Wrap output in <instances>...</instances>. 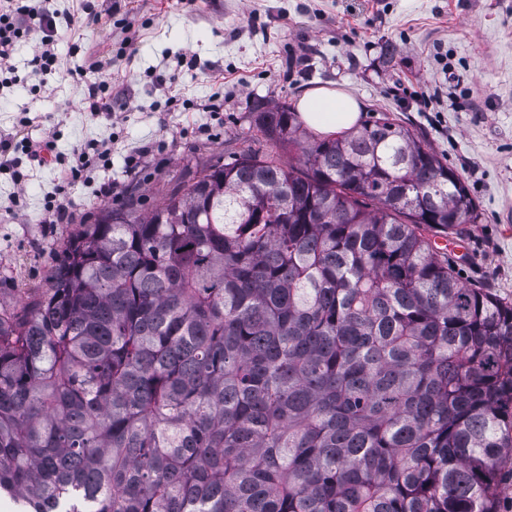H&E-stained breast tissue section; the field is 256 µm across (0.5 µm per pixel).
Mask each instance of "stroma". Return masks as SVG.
I'll return each instance as SVG.
<instances>
[{
  "instance_id": "stroma-1",
  "label": "stroma",
  "mask_w": 512,
  "mask_h": 512,
  "mask_svg": "<svg viewBox=\"0 0 512 512\" xmlns=\"http://www.w3.org/2000/svg\"><path fill=\"white\" fill-rule=\"evenodd\" d=\"M70 23L56 51L65 70L42 75L35 40L0 90V139L23 131L73 149L112 142V168L73 184L69 224L42 221L57 166L22 160L0 174V307L28 303L61 245L101 209L149 215L206 166L252 150L288 163L254 128L255 110L297 108L316 87L343 91L360 121L391 119L417 133L465 182L480 213L454 258L463 283L512 301V0H56ZM111 68L92 69L100 58ZM193 66H186V59ZM82 79H73L72 69ZM106 82L112 112L91 114L83 87ZM28 125H21V118ZM135 156L136 173L126 160ZM112 195L101 199V183ZM23 191L25 206L10 211Z\"/></svg>"
}]
</instances>
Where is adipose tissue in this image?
I'll return each mask as SVG.
<instances>
[{"label":"adipose tissue","instance_id":"obj_1","mask_svg":"<svg viewBox=\"0 0 512 512\" xmlns=\"http://www.w3.org/2000/svg\"><path fill=\"white\" fill-rule=\"evenodd\" d=\"M298 107L304 123L326 136L356 126L360 117L359 106L351 96L329 88L307 92Z\"/></svg>","mask_w":512,"mask_h":512}]
</instances>
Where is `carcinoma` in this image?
Instances as JSON below:
<instances>
[{
	"label": "carcinoma",
	"mask_w": 512,
	"mask_h": 512,
	"mask_svg": "<svg viewBox=\"0 0 512 512\" xmlns=\"http://www.w3.org/2000/svg\"><path fill=\"white\" fill-rule=\"evenodd\" d=\"M110 211L0 309V495L24 512H500L512 302L427 233L479 219L388 119ZM376 202L374 207L368 201Z\"/></svg>",
	"instance_id": "cac0c4a2"
}]
</instances>
